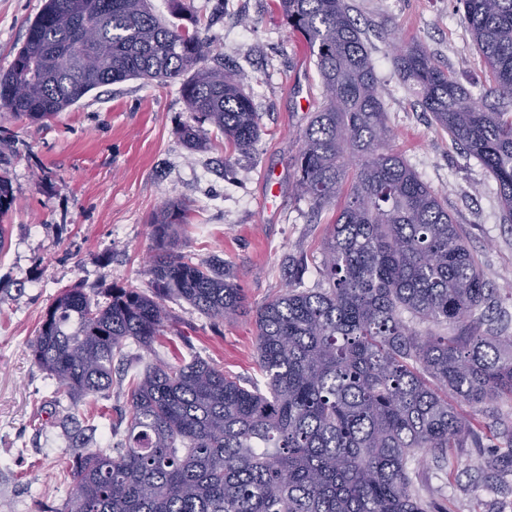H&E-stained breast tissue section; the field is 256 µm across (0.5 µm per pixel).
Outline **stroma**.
I'll return each instance as SVG.
<instances>
[{"label": "stroma", "instance_id": "1", "mask_svg": "<svg viewBox=\"0 0 512 512\" xmlns=\"http://www.w3.org/2000/svg\"><path fill=\"white\" fill-rule=\"evenodd\" d=\"M214 52L243 71L260 135L249 154H227L210 131L207 150L189 153L177 131L189 120L178 84L130 79L89 92L41 124L0 111V173L12 185L0 252V512H56L69 498L72 448L52 426L62 410L55 379L28 345L58 292L88 294L119 285L149 290L155 246L152 214L169 199L192 212L182 250L201 262L218 255L243 288L250 310L222 326L182 300L166 305L164 346L129 345L112 375L106 405L127 406L134 377L154 364L199 358L245 380L261 381L253 307L288 286V259L303 256L305 287L319 279L320 246L336 213L314 211L296 188L300 137L320 101V79L304 43L274 0H190ZM364 30L385 102L393 145L445 199L464 229L483 276L512 316V224L503 223L494 180L424 112L399 79L392 43L417 42L455 79L479 93L485 72L457 0H347ZM44 0H0V73L6 72ZM459 466L415 460L422 497L442 512H512V492L477 475L484 449H456Z\"/></svg>", "mask_w": 512, "mask_h": 512}]
</instances>
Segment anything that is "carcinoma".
Listing matches in <instances>:
<instances>
[{"mask_svg":"<svg viewBox=\"0 0 512 512\" xmlns=\"http://www.w3.org/2000/svg\"><path fill=\"white\" fill-rule=\"evenodd\" d=\"M306 45L321 99L296 159V187L312 208H337L321 248L320 281H291L255 309L264 386L194 359L147 368L128 392L117 455L90 452L71 470L59 512H427L411 464L432 454L455 469L454 449L482 436L458 408L486 418L496 440L479 475L512 490V332L487 311L498 302L448 207L392 146V131L365 32L346 0H276ZM480 62L481 99L420 43L393 53L395 70L434 123L497 184L512 224V0H459ZM163 23L150 0H45L9 71L0 110L42 123L90 91L133 78L180 82L190 112L179 137L191 152L211 126L241 154L259 137L246 76L206 64L211 40L198 20ZM97 38L82 49L83 30ZM189 206L169 199L151 219L158 249L151 291L115 285L92 297L64 288L29 346L75 404L106 397L112 363L128 343L165 335V300L191 304L213 324L249 309L215 256L182 252ZM61 426L75 446L93 440L94 416Z\"/></svg>","mask_w":512,"mask_h":512,"instance_id":"carcinoma-1","label":"carcinoma"}]
</instances>
